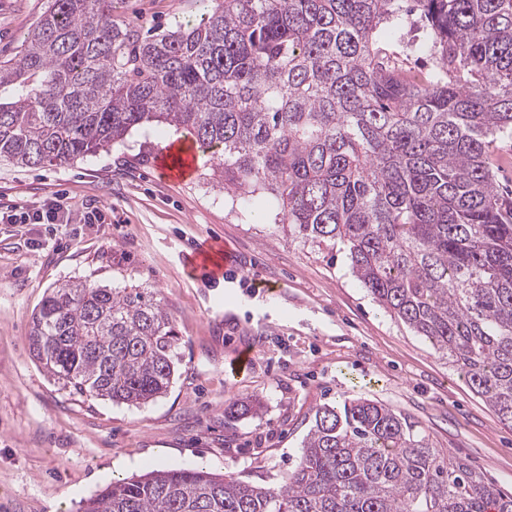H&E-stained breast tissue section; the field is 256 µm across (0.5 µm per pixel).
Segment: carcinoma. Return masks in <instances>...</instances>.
<instances>
[{
	"mask_svg": "<svg viewBox=\"0 0 512 512\" xmlns=\"http://www.w3.org/2000/svg\"><path fill=\"white\" fill-rule=\"evenodd\" d=\"M112 0H50L0 65V160L67 164L134 129L219 149L224 192L280 204L288 237L349 246L378 304L448 357L512 424V192L492 172L512 136V0H202L184 29L112 23ZM419 16L400 64V23ZM179 337L160 299L69 281L33 317L31 350L78 394L128 405L173 382ZM78 512H512L504 492L365 397L324 404L273 488L203 467L112 483Z\"/></svg>",
	"mask_w": 512,
	"mask_h": 512,
	"instance_id": "carcinoma-1",
	"label": "carcinoma"
}]
</instances>
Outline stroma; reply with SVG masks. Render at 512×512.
I'll return each mask as SVG.
<instances>
[{
	"label": "stroma",
	"instance_id": "1",
	"mask_svg": "<svg viewBox=\"0 0 512 512\" xmlns=\"http://www.w3.org/2000/svg\"><path fill=\"white\" fill-rule=\"evenodd\" d=\"M47 0H0V61L17 60ZM201 0H112V21L144 33L198 21ZM175 128L133 130L109 151L63 166L0 162V209L60 197L84 224L0 223V512H76L112 479L200 465L273 488L292 470L320 405L365 396L418 426L430 447L512 491V427L424 337L378 305L354 276L345 243L286 236L278 201L245 206L202 158L175 182L156 161ZM236 256L231 278L206 280L195 246ZM85 280L155 292L179 336L166 394L145 404L78 396L30 353L33 316L49 289ZM253 355L238 375L239 351ZM260 414L225 408L250 396Z\"/></svg>",
	"mask_w": 512,
	"mask_h": 512
}]
</instances>
